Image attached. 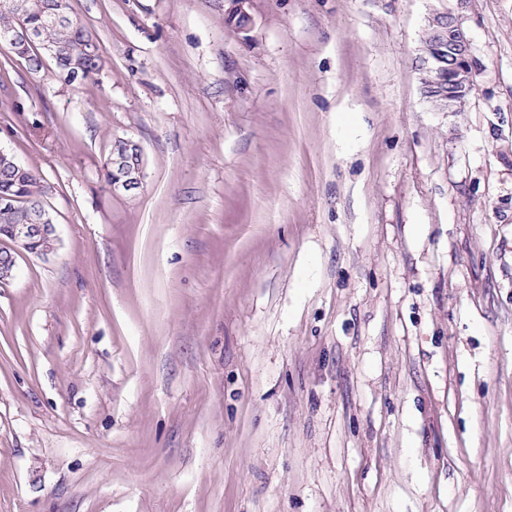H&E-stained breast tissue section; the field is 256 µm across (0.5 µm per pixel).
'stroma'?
<instances>
[{"mask_svg":"<svg viewBox=\"0 0 512 512\" xmlns=\"http://www.w3.org/2000/svg\"><path fill=\"white\" fill-rule=\"evenodd\" d=\"M69 7L93 80L0 45L58 237L0 280V512H512V0ZM427 29L433 35L420 56L424 95L432 87L443 91L445 103L438 112H448L454 99L463 100L472 90L470 44L461 23L451 13L432 14ZM122 143L120 148L121 154L113 157L112 156V145L111 151L104 158L102 163V170L105 182L107 185L112 187V191L116 193H129L133 190H137L141 187L143 179V168H144V152L139 143L128 138H121ZM134 147H139V162L135 164L133 168L127 169L123 164V157L125 153Z\"/></svg>","mask_w":512,"mask_h":512,"instance_id":"35a3bbf8","label":"stroma"}]
</instances>
